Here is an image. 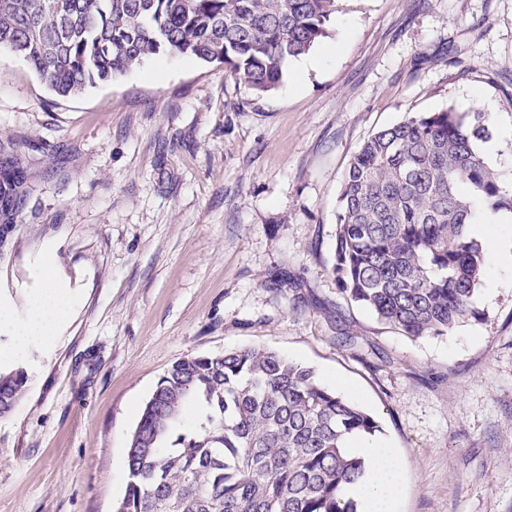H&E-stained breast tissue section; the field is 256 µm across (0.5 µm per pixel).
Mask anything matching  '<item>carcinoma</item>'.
Listing matches in <instances>:
<instances>
[{
  "label": "carcinoma",
  "mask_w": 512,
  "mask_h": 512,
  "mask_svg": "<svg viewBox=\"0 0 512 512\" xmlns=\"http://www.w3.org/2000/svg\"><path fill=\"white\" fill-rule=\"evenodd\" d=\"M336 2L0 0V47L62 97L169 55L222 64L264 94L286 61L328 37ZM486 134L452 107L409 113L349 163L333 274L353 301L409 336L442 335L475 315L485 254L469 230L474 206L512 207V182L476 147ZM26 384L21 369L0 372V414ZM377 428L311 368L276 352L191 355L144 406L113 512H359L346 489L365 464L347 441Z\"/></svg>",
  "instance_id": "obj_1"
}]
</instances>
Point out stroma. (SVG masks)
I'll return each instance as SVG.
<instances>
[{
    "label": "stroma",
    "instance_id": "stroma-1",
    "mask_svg": "<svg viewBox=\"0 0 512 512\" xmlns=\"http://www.w3.org/2000/svg\"><path fill=\"white\" fill-rule=\"evenodd\" d=\"M258 95L161 56L61 98L0 48V303L47 270L76 313L17 362L0 512H112L146 401L175 361L261 347L367 411L402 462L397 512H512V271L412 337L340 290V185L410 112L480 115L512 181V0H338L329 35Z\"/></svg>",
    "mask_w": 512,
    "mask_h": 512
}]
</instances>
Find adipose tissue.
I'll return each instance as SVG.
<instances>
[{"label": "adipose tissue", "mask_w": 512, "mask_h": 512, "mask_svg": "<svg viewBox=\"0 0 512 512\" xmlns=\"http://www.w3.org/2000/svg\"><path fill=\"white\" fill-rule=\"evenodd\" d=\"M75 306L76 300L68 289L55 280H47L41 292L28 296L24 320L15 324L10 344L0 349V363L15 361L31 342L53 343ZM350 452L365 461L367 471L365 480L352 487L351 497L363 505L365 512H395L401 462L394 449L360 437L352 442Z\"/></svg>", "instance_id": "obj_1"}]
</instances>
